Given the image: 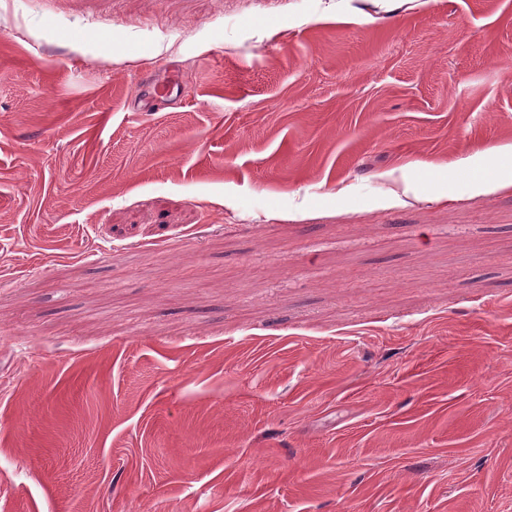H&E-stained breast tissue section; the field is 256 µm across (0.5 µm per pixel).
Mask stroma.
<instances>
[{
    "label": "stroma",
    "mask_w": 512,
    "mask_h": 512,
    "mask_svg": "<svg viewBox=\"0 0 512 512\" xmlns=\"http://www.w3.org/2000/svg\"><path fill=\"white\" fill-rule=\"evenodd\" d=\"M504 145L512 0H0V512H512Z\"/></svg>",
    "instance_id": "stroma-1"
}]
</instances>
